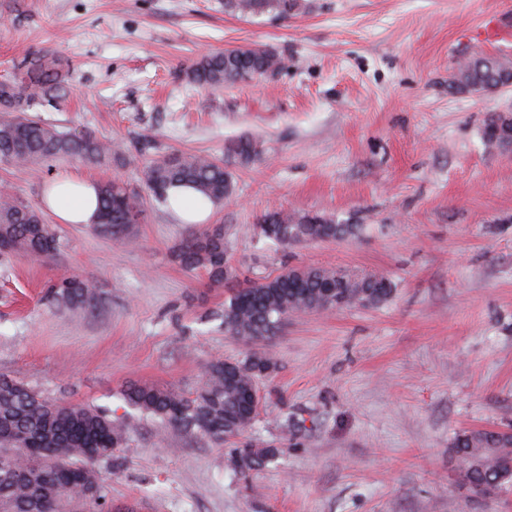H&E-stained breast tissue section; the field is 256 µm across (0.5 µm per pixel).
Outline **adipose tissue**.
<instances>
[{"label": "adipose tissue", "mask_w": 512, "mask_h": 512, "mask_svg": "<svg viewBox=\"0 0 512 512\" xmlns=\"http://www.w3.org/2000/svg\"><path fill=\"white\" fill-rule=\"evenodd\" d=\"M45 208L61 224H92L97 219L96 184L68 175L43 198Z\"/></svg>", "instance_id": "1"}]
</instances>
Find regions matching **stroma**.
I'll list each match as a JSON object with an SVG mask.
<instances>
[{
	"label": "stroma",
	"instance_id": "obj_1",
	"mask_svg": "<svg viewBox=\"0 0 512 512\" xmlns=\"http://www.w3.org/2000/svg\"><path fill=\"white\" fill-rule=\"evenodd\" d=\"M224 3L0 0V78L39 50L68 59L71 93L45 119L136 157L0 163V190L38 208L50 180L73 174L121 180L145 206L133 243L59 224L53 257H0V374L115 410L132 382L189 393L213 356L275 358L243 438L283 449L280 467L241 476L224 445L147 422L123 467H99L112 512H512V486L475 497L450 452L461 430H512V151L482 141L512 89H448L488 17L504 28L490 52L512 57V0H299L287 17ZM240 45L286 66L222 89L187 84L202 54ZM240 136L260 158L233 166L236 192L209 221L242 278L376 273L394 286L387 302L289 318L258 347L225 335L223 290L172 259L198 227L148 197L138 147L220 160ZM273 208L362 230L284 248L255 231ZM72 274L97 284L100 304L52 303L51 284Z\"/></svg>",
	"mask_w": 512,
	"mask_h": 512
}]
</instances>
